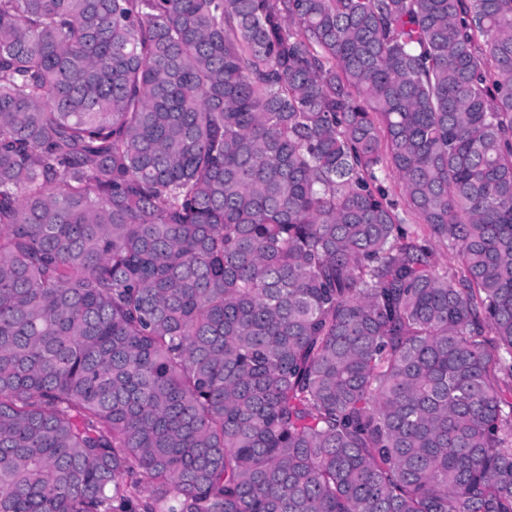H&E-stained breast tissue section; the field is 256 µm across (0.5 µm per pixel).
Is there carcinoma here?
Listing matches in <instances>:
<instances>
[{"label":"carcinoma","instance_id":"carcinoma-1","mask_svg":"<svg viewBox=\"0 0 512 512\" xmlns=\"http://www.w3.org/2000/svg\"><path fill=\"white\" fill-rule=\"evenodd\" d=\"M509 386L512 0H0V512H512Z\"/></svg>","mask_w":512,"mask_h":512}]
</instances>
